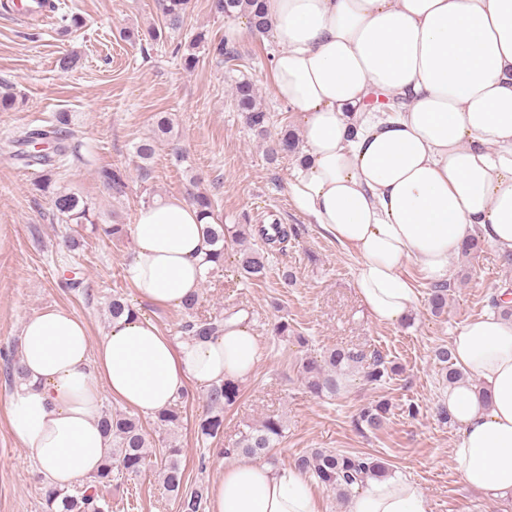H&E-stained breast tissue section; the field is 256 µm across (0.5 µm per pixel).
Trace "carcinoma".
I'll return each mask as SVG.
<instances>
[{"mask_svg":"<svg viewBox=\"0 0 512 512\" xmlns=\"http://www.w3.org/2000/svg\"><path fill=\"white\" fill-rule=\"evenodd\" d=\"M189 0H164L162 15L164 27L177 31L183 27ZM212 12L224 17L237 13L249 15V24L258 33H265L268 21L259 0H211ZM207 48L213 55L225 61L237 59L236 51L224 46V42L213 43L208 34L201 30L193 33L189 40L178 43L173 50L183 66L191 69L199 62L197 52ZM234 104L238 111L246 113V121L251 129L259 135L267 133L270 121L267 112L258 100L255 86L248 80L235 85ZM72 136L71 116L67 112H58L48 126L23 131L14 140L17 150L12 157L27 165L37 164L42 167V179L37 190L48 195L53 208L67 224H90L98 227L96 215L92 208L75 194L55 187L53 175L59 168L61 158L66 156V141ZM54 144L53 152L34 151L33 144ZM299 139L295 133L283 128L276 142V149L285 153H294L298 149ZM97 179L112 194L122 197L128 188L126 171L112 166H101L96 170ZM190 201L201 214L211 215L215 211V201L205 192L191 195ZM251 224H206L204 233L212 252L209 259L212 269L224 267V244L232 240L241 245L237 260V269L246 279L259 280L265 277L268 265V248L287 247L291 237L298 235L296 227L273 225V229L259 228L264 246L245 245L252 237ZM451 284H435L430 289L429 303L434 313H441L448 304V291ZM199 299L185 301L183 309L188 319L181 330L187 336L207 339L217 337L224 332V319L220 317L200 318L195 315ZM434 361L440 366L443 383L453 384L462 379V372L454 366L451 350L442 345L433 351ZM395 368L386 356L376 349L334 348L323 355L307 356L302 359L301 373L306 388L316 396H334L342 388V381L348 375L356 373L365 385H381L390 378ZM240 396V386L235 382H225L212 386L206 393L207 414L198 423V434L204 441L217 439L224 433V410L233 406ZM389 404L377 402L361 410L355 419L357 428L375 432L386 423ZM179 409L173 407L155 418L158 428L173 431L180 426ZM100 424L111 444V451L100 469L90 476V480L75 492L68 489L47 488L44 492L47 512H109V503L99 495L101 488L113 481L136 476L152 464L155 452L139 418L115 411L103 412ZM285 422L280 415H269L259 424L250 426L240 432L239 438L230 448L223 449L227 456L258 457L265 455L282 438ZM180 448L168 444L165 452L159 456L155 466L159 470L164 490L177 502L179 512H203L207 497L204 488L188 485L184 469L179 459ZM292 464L306 472L323 487L336 493V498L346 502L353 489L362 484L366 477L384 478L389 475L386 464L369 455L348 452H336L327 448H315L293 458Z\"/></svg>","mask_w":512,"mask_h":512,"instance_id":"cac0c4a2","label":"carcinoma"}]
</instances>
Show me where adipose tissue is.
Listing matches in <instances>:
<instances>
[{"mask_svg": "<svg viewBox=\"0 0 512 512\" xmlns=\"http://www.w3.org/2000/svg\"><path fill=\"white\" fill-rule=\"evenodd\" d=\"M276 44L275 97L298 116L291 190L321 233L358 259L370 316L398 325L418 296L414 264L449 281L470 236L512 255V0H263ZM199 210L171 198L141 207L124 265L138 301L182 307L201 293L209 247ZM463 379L440 402L460 427L453 467L512 512V319L486 314L452 338ZM261 361L247 315L221 336L174 340L141 310L113 320L98 346L73 311L26 319L8 397L14 436L48 486L92 475L110 443L103 396L144 417L190 385L244 382ZM209 512H319L307 474L240 458L213 483ZM345 512H427L399 477L367 479Z\"/></svg>", "mask_w": 512, "mask_h": 512, "instance_id": "ef3b65f1", "label": "adipose tissue"}]
</instances>
